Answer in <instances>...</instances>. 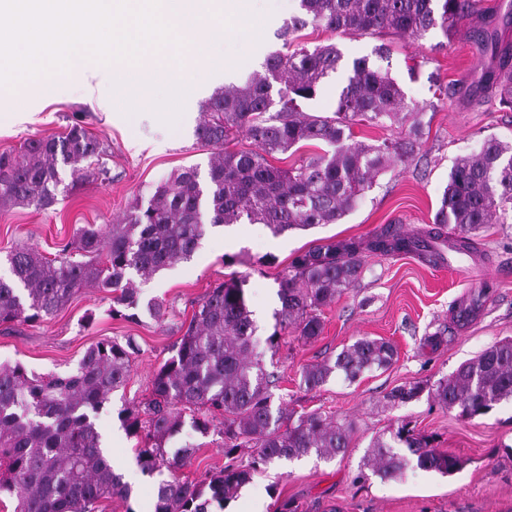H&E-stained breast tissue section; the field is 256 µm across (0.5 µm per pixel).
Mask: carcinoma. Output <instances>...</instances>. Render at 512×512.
<instances>
[{
  "label": "carcinoma",
  "instance_id": "obj_1",
  "mask_svg": "<svg viewBox=\"0 0 512 512\" xmlns=\"http://www.w3.org/2000/svg\"><path fill=\"white\" fill-rule=\"evenodd\" d=\"M299 7L283 36L310 23L342 33L422 36L438 29L446 36L472 19V36L491 58L476 91L486 97L497 90L500 104L512 109V42L492 26V16L476 10L475 0H299ZM340 61L334 44L311 51L300 47L270 57L264 72L244 85L216 91L197 129L198 139L212 148L206 178L200 179L195 167L185 168L158 185L148 203L135 201L122 223L104 230L82 228L62 249L77 252L81 261L49 260L25 247L9 253L11 278H0V325L50 317L89 285L112 290L113 318L134 320L140 309L137 280L189 260L207 223L237 224L245 218L279 235L340 221L391 157L403 160L414 151L410 138L355 141L353 127L410 119L408 135L415 136L420 126L419 109L406 102L389 70L365 58L353 60L332 115L303 111L302 102L315 96ZM240 133L254 148L226 149ZM312 142L328 149L288 169L268 162L270 156ZM100 155V142L79 126L62 137L30 138L19 156L0 153V209L51 203L63 183L59 166L82 178ZM510 212L512 145L487 139L478 153L451 167L434 227L411 235L388 224L367 239L318 243L297 255L279 282L280 329L266 339L267 348L276 351L281 332L290 327L305 341L321 336L319 311L353 286L364 254L437 256L435 244L447 238L453 250L471 254L473 232L504 223ZM246 285V279L233 278L210 287L172 356L156 371L152 398L123 410L126 430L135 436L145 432L137 448L141 471L170 473L159 485L154 512H208L212 502L232 499L263 466L311 454L332 459L350 448V422L317 411L297 415L273 409L276 378L255 340ZM135 352L131 339L124 344L101 339L66 375L38 376L20 364L0 365V495L16 499L15 512H99L102 502L128 497V485L107 461L96 419L112 392L126 384ZM394 357L389 343L360 339L304 368L299 388H319L338 371L354 382L366 371L390 366ZM423 389L420 384L399 387L388 399L405 404ZM431 394L464 419L512 398V340L491 344L438 382ZM188 412L201 433L210 429L214 416H222L224 455L251 448L249 463L193 481L177 477L191 447L171 457L166 445L181 431ZM395 438L408 455L381 438L372 444L375 473L384 480L399 478L410 457L425 471L452 475L462 467L459 457L433 447L405 425Z\"/></svg>",
  "mask_w": 512,
  "mask_h": 512
}]
</instances>
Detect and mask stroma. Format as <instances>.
Segmentation results:
<instances>
[{
	"label": "stroma",
	"instance_id": "35a3bbf8",
	"mask_svg": "<svg viewBox=\"0 0 512 512\" xmlns=\"http://www.w3.org/2000/svg\"><path fill=\"white\" fill-rule=\"evenodd\" d=\"M299 0H252L254 14L269 16L261 38H254L246 20H233L224 37L211 45L225 59L247 56V64L230 73L216 72L202 86L190 87L185 111L194 124L162 123L152 110L153 94L131 93L127 102L138 118L132 126L110 123L104 113L112 103V86L93 89L59 74L39 93L27 83L0 88V153H20L34 136H61L73 125L84 127L103 147L101 160L107 178L89 177L67 183L64 192L46 207L14 206L0 210V277L8 276L1 259L27 246L53 258L63 242L87 225L105 227L121 222L135 200H149L169 175L187 167L206 173L212 153L201 145L195 126L205 117V104L219 88L242 85L263 71L266 59L285 53L282 27L298 14ZM439 32L420 37L393 38L387 60L407 102L418 105L422 122L421 146L408 162H393L377 177L356 207L335 224L273 235L265 225L241 221L225 226L223 234L207 230L190 260L160 271L141 282L140 300L162 303L165 314L155 320L140 312L138 320L112 318V294L102 288H81L65 308L37 323L0 328V364H22L37 375H63L74 370L87 347L101 339H134L130 377L112 393L97 423L108 458L130 488L126 500L103 503L104 512H149L156 501L162 474H143L136 461L137 439L128 435L119 418L130 403L151 397L152 380L171 355V347L188 325L195 304L209 285L247 276L246 297L256 322V338L265 342L275 328L280 307L279 281L293 259L321 239L367 238L388 224L408 232L431 228L448 173L458 158L479 151L484 140L512 143V109L498 99L477 103L467 95L471 80L485 68L466 26H459L444 49ZM298 42L306 48L332 43L343 58L323 82L318 96L305 103L308 112L336 107L352 61H376L380 37L331 33L312 26L301 30ZM419 70H412L413 62ZM25 100L28 121L14 124L17 100ZM472 261L486 270L492 291H477L448 265L416 254H367L360 279L331 305L322 308L323 333L306 342L295 335L279 340L273 364L279 382L273 406L285 411L319 410L353 424L345 455L326 460L313 455L281 460L262 468L225 504L210 512H275L278 501L293 500L302 512H512V400L496 404L486 414L464 419L442 408L429 386L448 378L466 360L497 340L512 338V217L488 224L475 238ZM481 307L464 330H454L450 313L462 300ZM368 337L392 343L397 351L385 369L365 372L351 382L336 374L319 389H299L303 367L335 356L344 347ZM418 382L425 390L412 401L395 405L388 393ZM429 436L437 448L459 456L460 472L442 476L408 464L403 475L381 480L370 466L375 438L390 439L400 425ZM193 445L192 456L179 469L181 479L194 480L223 469L224 435L218 429L200 433L191 426L168 444V452Z\"/></svg>",
	"mask_w": 512,
	"mask_h": 512
}]
</instances>
